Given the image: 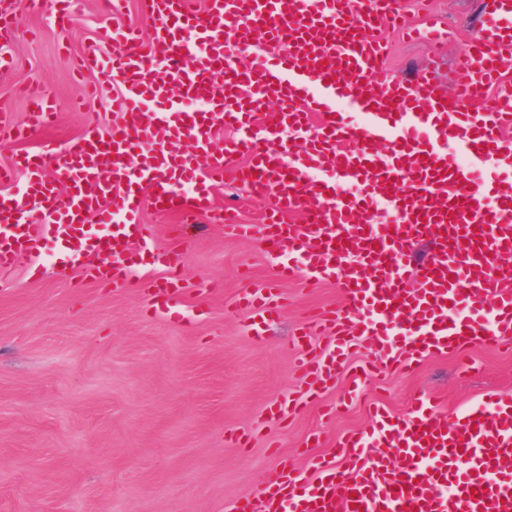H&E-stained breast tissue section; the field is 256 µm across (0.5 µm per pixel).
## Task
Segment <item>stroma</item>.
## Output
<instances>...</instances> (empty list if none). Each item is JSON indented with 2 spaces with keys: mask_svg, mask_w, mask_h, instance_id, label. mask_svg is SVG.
Returning a JSON list of instances; mask_svg holds the SVG:
<instances>
[{
  "mask_svg": "<svg viewBox=\"0 0 512 512\" xmlns=\"http://www.w3.org/2000/svg\"><path fill=\"white\" fill-rule=\"evenodd\" d=\"M19 25L0 43L14 58L0 72V113L23 121L24 86H41L57 121L24 141H0V166L30 151L46 154L105 123L106 100L84 97L90 74L70 61L100 33L123 21L150 33L137 0L120 17L100 0H71L72 22L57 26L52 9L31 13L27 0H8ZM479 0H400L409 23L423 17L448 31L437 47L398 29H380L387 65L402 79L434 69L450 90L455 57L475 29ZM216 209L236 208L245 224H261L266 197L233 184L216 187ZM154 225L150 250H133L126 265L132 288L115 292L56 265L51 242L21 256L0 279V512H230L242 497H257L288 458L303 474L313 464H341L336 442L367 427L368 406L405 414L426 391L447 410L461 411L497 394L512 393V351L463 348L422 358L416 373L384 370L363 380L353 403L343 401L350 372L302 412L278 423L268 407L296 389L301 378L284 343L310 311L342 306L334 284L281 283L288 306L265 342L247 335V315L234 306L246 287L276 272L261 232L225 233L216 218L179 223L172 213L142 208ZM185 254L187 284L212 289L184 294V319L154 315L150 290L166 274L163 257ZM250 434L247 447L232 436Z\"/></svg>",
  "mask_w": 512,
  "mask_h": 512,
  "instance_id": "stroma-1",
  "label": "stroma"
}]
</instances>
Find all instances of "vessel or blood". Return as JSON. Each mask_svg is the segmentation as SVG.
<instances>
[{
	"label": "vessel or blood",
	"instance_id": "1",
	"mask_svg": "<svg viewBox=\"0 0 512 512\" xmlns=\"http://www.w3.org/2000/svg\"><path fill=\"white\" fill-rule=\"evenodd\" d=\"M154 22L104 36L112 51L87 47L81 71L97 75L94 97H111L107 131L88 129L51 159L16 156L0 182L23 172V191L0 195V275L37 240L53 241L59 264L91 268L96 284L130 285L124 263L150 248L141 195L182 221L213 207L231 179L269 199L263 234L276 280L240 297L247 331L264 341L283 299L280 281L332 282L344 306L323 310L291 339L303 382L268 409L283 421L334 384L361 342L387 368L412 371L427 355L466 346L512 347V0H488L471 47L453 67L454 92L434 72L395 78L377 36L400 13L395 0H139ZM264 55L240 65L256 43ZM492 99L483 112L473 102ZM26 126L0 118V136L25 137L56 122L54 105L28 91ZM209 110H201V101ZM276 102L266 111L267 102ZM357 110L363 122L347 119ZM235 129L217 144L218 127ZM386 205L390 220L374 217ZM305 223H288L293 212ZM110 225L94 236L89 221ZM433 242L414 264L413 247ZM153 312L180 299L182 252ZM344 466L304 478L288 462L233 512H512V395L448 415L430 394L402 415L378 409L369 429L338 442Z\"/></svg>",
	"mask_w": 512,
	"mask_h": 512
}]
</instances>
